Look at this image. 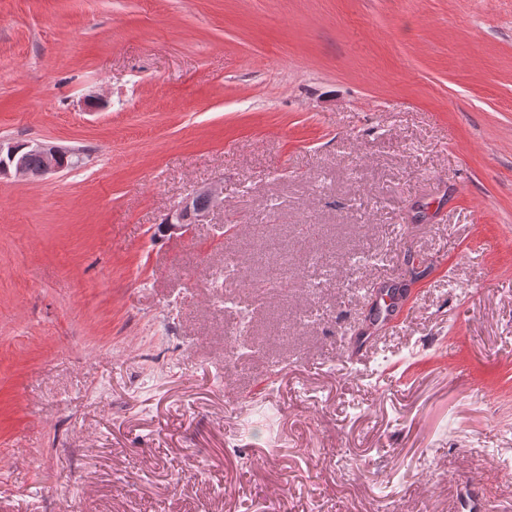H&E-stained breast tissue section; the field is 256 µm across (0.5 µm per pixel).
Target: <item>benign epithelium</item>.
<instances>
[{"label":"benign epithelium","mask_w":512,"mask_h":512,"mask_svg":"<svg viewBox=\"0 0 512 512\" xmlns=\"http://www.w3.org/2000/svg\"><path fill=\"white\" fill-rule=\"evenodd\" d=\"M33 155L40 160L42 175L58 173L68 167L81 163V154L73 149L56 145H47L37 141L14 142L7 145L0 143V155L4 157L0 163V177H27L29 170L23 155ZM193 198L189 197L171 209L167 214L169 233L182 234L187 230V223L201 224L207 217L208 211H202L186 220L183 215L191 213Z\"/></svg>","instance_id":"7a95c632"}]
</instances>
